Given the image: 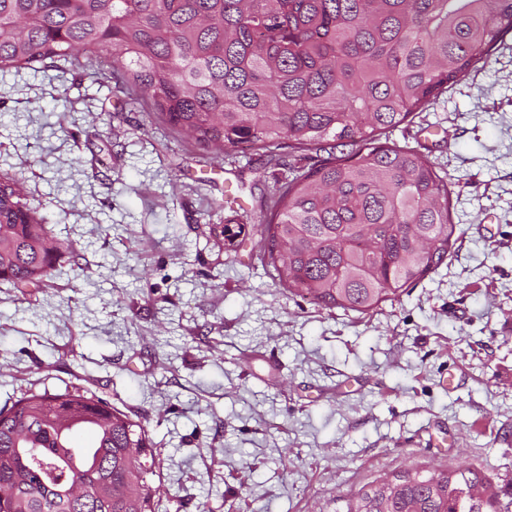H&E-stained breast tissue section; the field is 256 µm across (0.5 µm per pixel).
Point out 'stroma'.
I'll return each instance as SVG.
<instances>
[{
	"label": "stroma",
	"instance_id": "35a3bbf8",
	"mask_svg": "<svg viewBox=\"0 0 512 512\" xmlns=\"http://www.w3.org/2000/svg\"><path fill=\"white\" fill-rule=\"evenodd\" d=\"M150 110L79 70L0 72V175L77 250L44 288L0 285V408L83 384L141 421L158 512H342L416 467L480 469L512 501V34L389 133L445 176L456 242L369 315L257 259L286 167L211 166Z\"/></svg>",
	"mask_w": 512,
	"mask_h": 512
}]
</instances>
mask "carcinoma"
<instances>
[{
    "label": "carcinoma",
    "instance_id": "obj_1",
    "mask_svg": "<svg viewBox=\"0 0 512 512\" xmlns=\"http://www.w3.org/2000/svg\"><path fill=\"white\" fill-rule=\"evenodd\" d=\"M512 33V0H0V70H112L215 158L288 141L290 175L262 204V263L283 291L367 314L440 266L455 243L448 182L382 136ZM326 157L310 166L307 152ZM68 249L16 179L0 176V282L40 288ZM147 428L81 386L0 408V512H156ZM87 490L67 491L75 479ZM473 469L382 477L345 512H503Z\"/></svg>",
    "mask_w": 512,
    "mask_h": 512
}]
</instances>
